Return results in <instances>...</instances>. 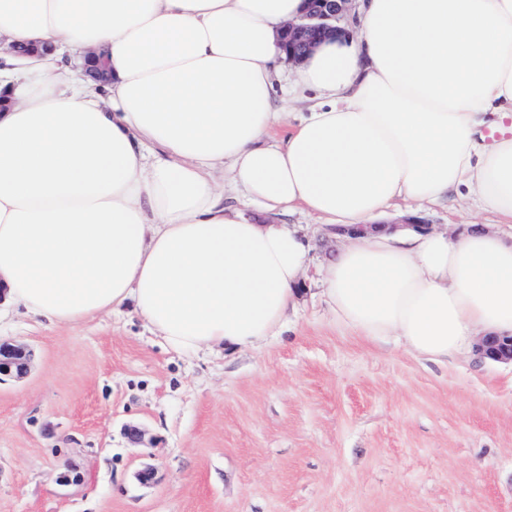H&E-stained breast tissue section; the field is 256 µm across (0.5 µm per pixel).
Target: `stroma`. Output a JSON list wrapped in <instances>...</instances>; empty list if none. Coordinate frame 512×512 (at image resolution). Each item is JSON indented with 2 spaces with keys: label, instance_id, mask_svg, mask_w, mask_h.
<instances>
[{
  "label": "stroma",
  "instance_id": "stroma-1",
  "mask_svg": "<svg viewBox=\"0 0 512 512\" xmlns=\"http://www.w3.org/2000/svg\"><path fill=\"white\" fill-rule=\"evenodd\" d=\"M408 217L500 229L458 197L379 221ZM288 320L188 356L130 307L73 327L8 311L0 340L30 360L0 381V512H512L511 364L367 341L311 282Z\"/></svg>",
  "mask_w": 512,
  "mask_h": 512
}]
</instances>
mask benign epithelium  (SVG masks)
<instances>
[{
    "instance_id": "7a95c632",
    "label": "benign epithelium",
    "mask_w": 512,
    "mask_h": 512,
    "mask_svg": "<svg viewBox=\"0 0 512 512\" xmlns=\"http://www.w3.org/2000/svg\"><path fill=\"white\" fill-rule=\"evenodd\" d=\"M349 2L351 0H308L303 16L288 23L280 33V40L288 52V61H303L322 36L338 31L335 22L345 13ZM85 73L92 80L105 83L108 77L105 58L100 55L88 57L85 60ZM386 228L385 224H361L349 228L338 225L333 232L365 237ZM478 353L483 359L512 363V336H486L479 345ZM28 367V354L22 347L0 341V376L20 378L27 373Z\"/></svg>"
}]
</instances>
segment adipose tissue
<instances>
[{
    "label": "adipose tissue",
    "mask_w": 512,
    "mask_h": 512,
    "mask_svg": "<svg viewBox=\"0 0 512 512\" xmlns=\"http://www.w3.org/2000/svg\"><path fill=\"white\" fill-rule=\"evenodd\" d=\"M305 0H0V297L67 327L134 305L171 350L283 336L313 278L338 321L445 361L512 336V233L383 230L309 269L281 221L366 224L467 194L512 223V0H358L359 38L299 65L318 100L277 111L283 26ZM102 53L109 80L73 79ZM154 148L153 165L144 162ZM257 204L263 220L226 202Z\"/></svg>",
    "instance_id": "obj_1"
}]
</instances>
